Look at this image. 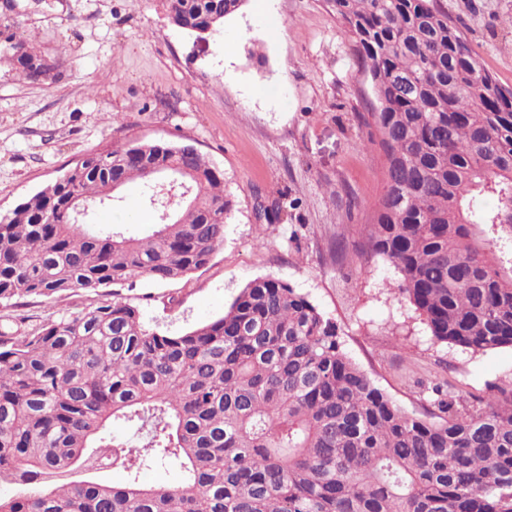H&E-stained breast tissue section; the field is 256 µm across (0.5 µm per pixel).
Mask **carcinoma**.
I'll use <instances>...</instances> for the list:
<instances>
[{"instance_id":"cac0c4a2","label":"carcinoma","mask_w":512,"mask_h":512,"mask_svg":"<svg viewBox=\"0 0 512 512\" xmlns=\"http://www.w3.org/2000/svg\"><path fill=\"white\" fill-rule=\"evenodd\" d=\"M243 0H168L201 36ZM369 77L386 190L359 253L393 268L432 338L472 353L512 348V90L437 0H331ZM42 81L20 29L0 58ZM182 175L190 198L154 202ZM140 183L155 229L94 224L112 184ZM87 214L75 218L77 209ZM224 174L191 144L114 143L0 218V305L59 301L146 277L177 281L224 242ZM435 412L399 408L350 357L336 322L290 283L249 281L220 318L148 331L114 299L25 332L0 329V479L33 488L0 512H512V385ZM134 431L137 444L116 434ZM109 461L120 486L39 490ZM180 464L183 481L145 485ZM183 478V471L178 463H169L165 466L152 468L144 472V482L159 486H176Z\"/></svg>"}]
</instances>
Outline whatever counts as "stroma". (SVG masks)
Returning a JSON list of instances; mask_svg holds the SVG:
<instances>
[{
	"instance_id": "1",
	"label": "stroma",
	"mask_w": 512,
	"mask_h": 512,
	"mask_svg": "<svg viewBox=\"0 0 512 512\" xmlns=\"http://www.w3.org/2000/svg\"><path fill=\"white\" fill-rule=\"evenodd\" d=\"M439 3L512 87V0ZM15 27L56 67L32 84L0 59V216L85 155L132 139L194 145L223 172L231 208L223 244L190 276L0 305V325L21 317L32 329L119 297L146 328L179 334L270 275L335 320L349 355L405 411H421L434 382L466 399L512 383V348L433 342L385 263L352 250L384 195L386 159L369 141L370 87L328 0H245L204 41L172 22L166 0H0V30ZM144 194L128 185L97 223L148 234ZM265 209L275 223L260 219Z\"/></svg>"
}]
</instances>
